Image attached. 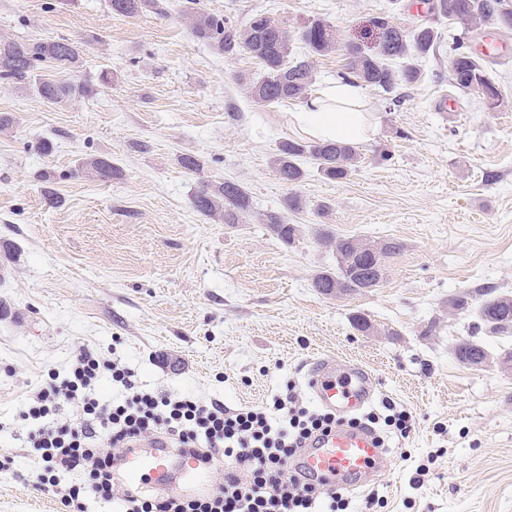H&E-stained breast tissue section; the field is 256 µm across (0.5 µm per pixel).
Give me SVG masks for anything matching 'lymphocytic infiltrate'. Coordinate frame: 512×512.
Segmentation results:
<instances>
[{"label":"lymphocytic infiltrate","mask_w":512,"mask_h":512,"mask_svg":"<svg viewBox=\"0 0 512 512\" xmlns=\"http://www.w3.org/2000/svg\"><path fill=\"white\" fill-rule=\"evenodd\" d=\"M121 386L122 401L104 403L89 391L103 371ZM80 413L55 422L62 403ZM25 419L37 452L38 485L59 490L63 512H87L89 501L119 502L123 512H347V500L324 488L295 466L306 443L337 424L330 413L297 406L293 395L273 396L266 406L226 411L202 403L143 391L134 373L80 349L65 376L49 372ZM161 436L176 450H193L201 465L224 460V479L200 497L171 498L125 487L114 488L115 449L129 448L145 435ZM85 480L61 487L63 477Z\"/></svg>","instance_id":"f902f5d3"}]
</instances>
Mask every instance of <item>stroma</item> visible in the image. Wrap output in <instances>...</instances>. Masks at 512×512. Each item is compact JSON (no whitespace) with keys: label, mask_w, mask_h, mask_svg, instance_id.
Returning <instances> with one entry per match:
<instances>
[{"label":"stroma","mask_w":512,"mask_h":512,"mask_svg":"<svg viewBox=\"0 0 512 512\" xmlns=\"http://www.w3.org/2000/svg\"><path fill=\"white\" fill-rule=\"evenodd\" d=\"M180 0L160 11L112 14L108 0H0V39L68 38L83 45L77 80L93 93L50 104L0 81V512H60L56 496L17 472L35 469L21 415L48 371L66 372L83 348L132 369L143 390L230 410L262 406L293 389L315 408L307 381L320 359L366 370L372 408L389 400L412 416L408 439L385 435L387 463L362 488L340 487L352 512L374 495L385 512H512V373L472 367L456 344L476 338L491 355L512 351V330L477 329L476 310L449 314L450 299L478 290L512 294V30L507 52L486 62L501 104L489 110L449 83L459 23L429 17L419 0H200L238 23L262 13L296 36L313 19L336 30V49L316 57L323 86L347 71V44L371 48L373 16L411 28L433 20L442 40L423 58L422 79L399 102L366 88L377 137L360 146L342 181L301 159L296 190L274 169L295 102H253L246 83L263 76L242 52L197 41ZM116 72L102 84L103 70ZM456 104L435 111L440 95ZM53 149L38 150L40 141ZM148 150H139V143ZM195 155L197 173L178 158ZM103 157L122 175L102 182L77 172ZM61 202L48 206L39 175ZM244 186L252 211L240 224L198 213L204 183ZM302 201L287 208L289 193ZM298 227L281 243L264 217ZM399 241L376 288L326 296L316 273L335 271L321 231ZM364 316L370 329L358 331Z\"/></svg>","instance_id":"1"}]
</instances>
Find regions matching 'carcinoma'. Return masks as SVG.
<instances>
[{
  "label": "carcinoma",
  "instance_id": "cac0c4a2",
  "mask_svg": "<svg viewBox=\"0 0 512 512\" xmlns=\"http://www.w3.org/2000/svg\"><path fill=\"white\" fill-rule=\"evenodd\" d=\"M112 13L126 17L137 16L155 7V0H109ZM184 19L195 39L207 44L220 55H234L245 50L256 58L264 75L249 88L250 97L266 105L308 99L314 84L311 58L336 49V34L332 26L314 20L299 33L306 53L291 55L290 36L284 28L263 15L253 14L241 24H229L224 17L207 13L197 7L196 0L180 4ZM429 10L443 18L464 25L465 31L474 26L488 29H512V6L509 0H432ZM382 46L368 54L354 44L346 46L349 59L348 73L363 84L390 95L400 86L419 81L422 71L419 60L440 42L441 35L430 24L422 23L408 31L386 20L380 23ZM82 56L80 45L64 38L57 40H0V80L27 86L41 99L51 104L77 101L92 92L89 84L76 80L70 72L79 67ZM50 63L62 73L57 79L37 77L40 66ZM450 85L465 91L480 81L490 93L497 108L499 91L486 76L483 63L458 42L451 57ZM311 157L318 170L332 181L343 180L361 162L359 147L341 142H301L286 140L279 146L274 160L278 179L293 188L304 179L299 158ZM82 172L91 173L98 180L108 182L121 175L112 161L89 157L78 165ZM194 209L200 214L226 224H237L249 215L252 203L243 186L233 181L202 184L192 197ZM267 227L284 244L294 242L297 225L288 224L276 214L266 215ZM324 242L336 251V271H322L312 279V286L328 295L336 288V281L352 278L357 289L375 288L380 279L369 270L373 250L386 256L400 250L401 244L389 241L375 246L357 237L325 235ZM479 324L492 331L512 328V295L500 294L486 298L478 306ZM486 354L485 347L473 342L461 348L460 357L478 364Z\"/></svg>",
  "mask_w": 512,
  "mask_h": 512
}]
</instances>
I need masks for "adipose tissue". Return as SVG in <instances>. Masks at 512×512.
<instances>
[{
    "label": "adipose tissue",
    "mask_w": 512,
    "mask_h": 512,
    "mask_svg": "<svg viewBox=\"0 0 512 512\" xmlns=\"http://www.w3.org/2000/svg\"><path fill=\"white\" fill-rule=\"evenodd\" d=\"M360 86L336 82L317 91L297 111L289 113L288 125L310 141L360 142L379 130L375 113L362 111Z\"/></svg>",
    "instance_id": "ef3b65f1"
}]
</instances>
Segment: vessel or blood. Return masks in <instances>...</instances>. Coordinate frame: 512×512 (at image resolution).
Masks as SVG:
<instances>
[{"instance_id":"b4317fda","label":"vessel or blood","mask_w":512,"mask_h":512,"mask_svg":"<svg viewBox=\"0 0 512 512\" xmlns=\"http://www.w3.org/2000/svg\"><path fill=\"white\" fill-rule=\"evenodd\" d=\"M309 386L319 405L335 412L340 423L330 434L304 449L298 467L309 477L328 486L361 485L381 470L385 449L376 447L370 433L347 425L348 416L362 409L372 398L373 382L367 371L351 366L338 368L335 361H319L311 373ZM122 466L127 483L163 482L168 473L165 452L144 455L130 450L124 453Z\"/></svg>"}]
</instances>
